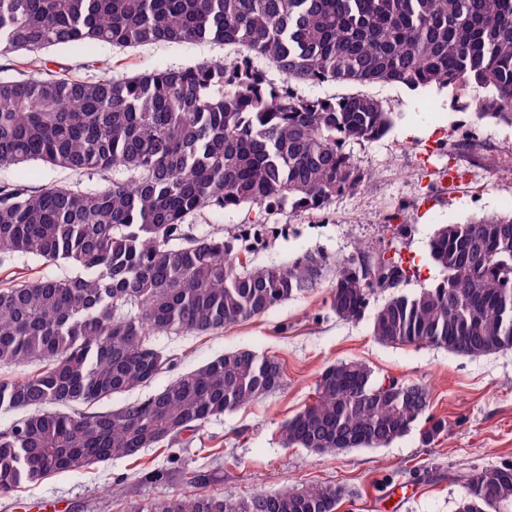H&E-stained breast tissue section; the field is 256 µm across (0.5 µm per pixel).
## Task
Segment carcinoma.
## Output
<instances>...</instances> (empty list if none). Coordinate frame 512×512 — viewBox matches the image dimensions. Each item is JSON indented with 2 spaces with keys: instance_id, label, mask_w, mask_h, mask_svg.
I'll return each instance as SVG.
<instances>
[{
  "instance_id": "1",
  "label": "carcinoma",
  "mask_w": 512,
  "mask_h": 512,
  "mask_svg": "<svg viewBox=\"0 0 512 512\" xmlns=\"http://www.w3.org/2000/svg\"><path fill=\"white\" fill-rule=\"evenodd\" d=\"M222 42L202 62L116 81L47 68L0 81V164L112 173L95 192L0 186V255L62 263L71 274L0 288V367L41 368L0 379V496L23 482L92 468L186 432L283 386L274 358L226 352L144 399L70 412L147 386L173 367L152 336L202 335L264 315L334 271L331 310L373 314L380 342L427 343L460 356L512 348V212L440 227L429 243L442 278L396 291L401 264L364 252L331 262L306 252L255 265L186 219L204 209L285 205L322 210L366 183L344 151L372 142L398 113L365 94L321 98L293 82L436 85L479 121L512 127V0H0V55L50 46ZM283 75L272 86L252 60ZM487 94L459 102L468 87ZM56 410L47 411L45 407ZM429 408L420 385L378 383L358 362L327 368L315 401L285 420L280 440L336 453L406 435ZM455 512H512V465L464 479ZM345 490L321 485L248 499L166 496L131 512H336Z\"/></svg>"
}]
</instances>
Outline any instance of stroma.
Masks as SVG:
<instances>
[{"instance_id": "35a3bbf8", "label": "stroma", "mask_w": 512, "mask_h": 512, "mask_svg": "<svg viewBox=\"0 0 512 512\" xmlns=\"http://www.w3.org/2000/svg\"><path fill=\"white\" fill-rule=\"evenodd\" d=\"M229 53L223 44L202 42L124 50L106 44L54 46L42 56L69 66L78 78L96 79L106 66L120 80L220 61ZM363 91L385 101L399 117L382 139L346 144V152L368 175L362 188L336 195L320 211L206 209L189 219L195 233L216 232L233 240L240 256L256 264H285L308 251L346 258L363 245L370 254L401 262L407 271L403 292L435 284L441 274L428 258L435 231L512 207V163L498 162L512 155V127L475 122L471 113L454 108L447 90L434 86L412 91L376 84ZM466 135L475 139L476 148L460 147ZM450 167L462 173L452 184L442 178ZM18 181L84 192L107 183L105 175L93 171L39 161L0 165V185ZM68 272L36 257L0 259V287ZM152 342L175 357L173 373L113 396L111 406L147 397L172 374L239 349L277 359L285 383L185 433L179 442L23 485L0 497V512H129L131 504L164 495L246 499L320 484L344 489L336 512H454L466 475L512 463V348L463 357L429 344L380 343L371 334L370 319L347 322L331 311L328 286L207 335L160 334ZM345 361L367 365L379 381L424 386L430 395L426 418L381 447L336 453L283 447L281 424L313 402L325 368ZM432 418L445 420L447 428L427 444L421 433ZM155 469L164 473L157 482L147 477Z\"/></svg>"}]
</instances>
